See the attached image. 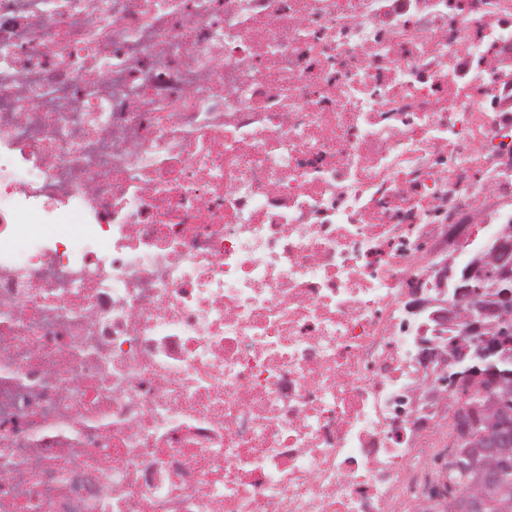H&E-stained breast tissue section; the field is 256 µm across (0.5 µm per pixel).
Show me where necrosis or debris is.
Returning <instances> with one entry per match:
<instances>
[{"label":"necrosis or debris","mask_w":512,"mask_h":512,"mask_svg":"<svg viewBox=\"0 0 512 512\" xmlns=\"http://www.w3.org/2000/svg\"><path fill=\"white\" fill-rule=\"evenodd\" d=\"M508 205L512 0H0V512H434ZM501 262L502 259L500 257H497L490 261L483 262V258L479 256L478 252H476L471 255V257L463 267L467 266L470 263H479V267L477 269L476 265L470 266V268L465 270L464 272V279H468L471 276H476L478 270L479 278L484 282L486 289L496 290V288H493L495 285L496 276L497 280L500 282H512V267L510 265L502 267L503 265L501 264ZM457 339H461L463 343H458L454 346H448V366L454 365L462 360H464L469 352V349L466 347L465 344H467L471 348V352L474 353L480 346V343H482L481 336H475V337H461L458 334H452L451 336H448V344L449 343H456Z\"/></svg>","instance_id":"obj_1"}]
</instances>
